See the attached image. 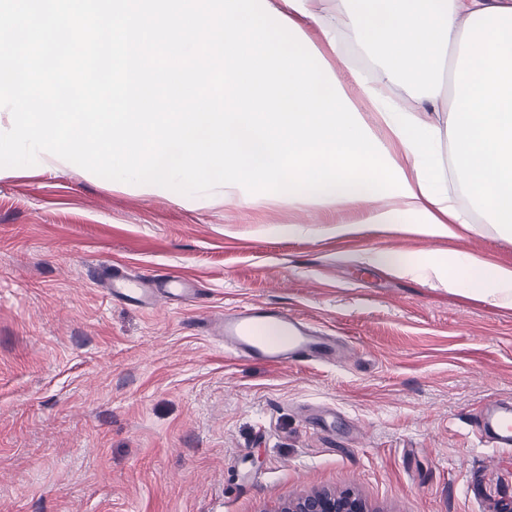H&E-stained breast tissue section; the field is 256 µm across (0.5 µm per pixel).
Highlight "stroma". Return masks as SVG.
<instances>
[{
  "mask_svg": "<svg viewBox=\"0 0 512 512\" xmlns=\"http://www.w3.org/2000/svg\"><path fill=\"white\" fill-rule=\"evenodd\" d=\"M348 54L337 75L373 119L350 71L377 59L354 39ZM208 200L0 167V512H271L320 489L373 512H512V449L474 427L512 403V307L433 272L457 254L512 265V238L338 236L366 209ZM388 253L411 271L376 262ZM113 262L199 297L128 306L91 276ZM253 304L343 337L347 357L228 355L202 324Z\"/></svg>",
  "mask_w": 512,
  "mask_h": 512,
  "instance_id": "1",
  "label": "stroma"
}]
</instances>
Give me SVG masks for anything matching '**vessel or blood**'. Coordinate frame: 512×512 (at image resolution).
Masks as SVG:
<instances>
[{"instance_id": "b4317fda", "label": "vessel or blood", "mask_w": 512, "mask_h": 512, "mask_svg": "<svg viewBox=\"0 0 512 512\" xmlns=\"http://www.w3.org/2000/svg\"><path fill=\"white\" fill-rule=\"evenodd\" d=\"M98 280L112 299L141 308L163 300H185L193 293L185 281L148 282L113 263L102 267ZM211 330L238 358L269 364L336 360L335 337L285 308L252 305L225 311L209 321ZM477 432L493 448H512V404L487 406L476 420Z\"/></svg>"}]
</instances>
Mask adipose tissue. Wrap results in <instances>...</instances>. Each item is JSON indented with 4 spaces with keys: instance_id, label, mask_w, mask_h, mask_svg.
I'll return each instance as SVG.
<instances>
[{
    "instance_id": "obj_1",
    "label": "adipose tissue",
    "mask_w": 512,
    "mask_h": 512,
    "mask_svg": "<svg viewBox=\"0 0 512 512\" xmlns=\"http://www.w3.org/2000/svg\"><path fill=\"white\" fill-rule=\"evenodd\" d=\"M266 2L297 25L316 26L323 56H341L346 30L372 46L385 81L372 85L359 73L356 86L389 130L395 143L390 156L413 191L377 208L365 193L341 198L305 191L298 203L368 207L364 222L333 226L339 236L368 226L454 237L475 218L512 237V0H336L328 16L316 12L314 0ZM450 53L455 62L445 122L430 120L438 105L429 97L416 98L405 110L386 104L387 86L398 80L434 86ZM449 175L466 198L465 210L452 205L444 188ZM448 267L455 291L512 305V266L459 255Z\"/></svg>"
}]
</instances>
